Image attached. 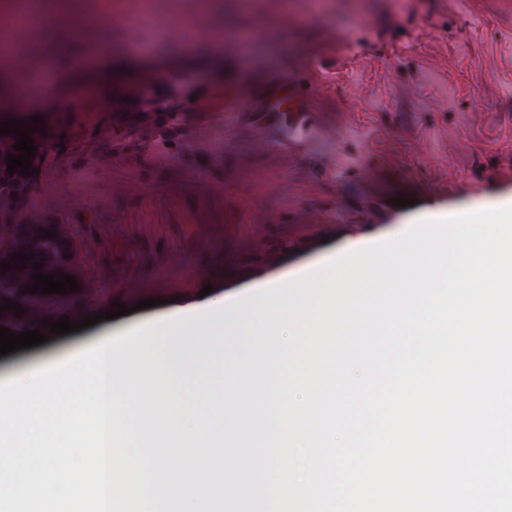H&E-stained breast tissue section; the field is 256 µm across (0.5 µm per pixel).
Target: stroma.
Segmentation results:
<instances>
[{
	"label": "stroma",
	"mask_w": 512,
	"mask_h": 512,
	"mask_svg": "<svg viewBox=\"0 0 512 512\" xmlns=\"http://www.w3.org/2000/svg\"><path fill=\"white\" fill-rule=\"evenodd\" d=\"M55 2L112 69L72 66L87 48L65 33L19 35L34 93L8 116L42 117L48 144L21 214L69 225L90 312H132L1 370L121 337L205 286L244 297L512 197V0H152L149 23L121 25L113 12L142 0ZM193 25L221 31L222 53H179ZM224 373L217 350L181 385L197 432L221 430Z\"/></svg>",
	"instance_id": "stroma-1"
}]
</instances>
